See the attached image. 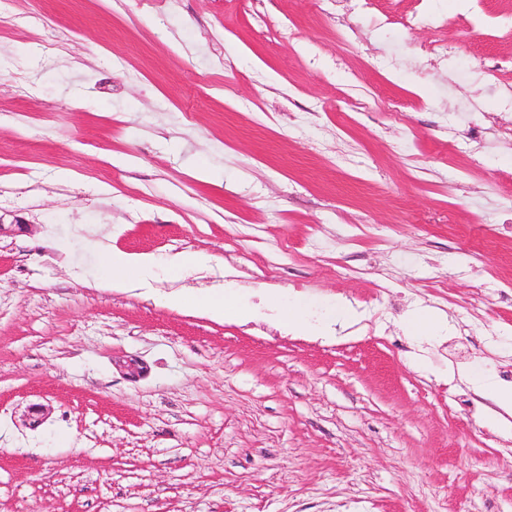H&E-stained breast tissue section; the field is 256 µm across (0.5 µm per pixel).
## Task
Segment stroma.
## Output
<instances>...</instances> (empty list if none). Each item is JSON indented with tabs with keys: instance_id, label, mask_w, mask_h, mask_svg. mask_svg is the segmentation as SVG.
I'll return each instance as SVG.
<instances>
[{
	"instance_id": "stroma-1",
	"label": "stroma",
	"mask_w": 512,
	"mask_h": 512,
	"mask_svg": "<svg viewBox=\"0 0 512 512\" xmlns=\"http://www.w3.org/2000/svg\"><path fill=\"white\" fill-rule=\"evenodd\" d=\"M498 61L512 0H0V512H512ZM99 256L101 266L108 271L115 285L135 282L150 286L161 267L181 273L211 261L210 256L203 253H176L160 260L152 254H129L112 247L102 248ZM196 304L204 313L218 320H246L252 315L248 308L226 304L221 297L198 299Z\"/></svg>"
}]
</instances>
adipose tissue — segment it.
Here are the masks:
<instances>
[{"instance_id":"obj_1","label":"adipose tissue","mask_w":512,"mask_h":512,"mask_svg":"<svg viewBox=\"0 0 512 512\" xmlns=\"http://www.w3.org/2000/svg\"><path fill=\"white\" fill-rule=\"evenodd\" d=\"M99 256L102 267L116 285L134 282L146 286L154 280L159 269L181 273L210 261L209 256L203 253H176L159 259L151 254H129L110 247L102 248Z\"/></svg>"}]
</instances>
